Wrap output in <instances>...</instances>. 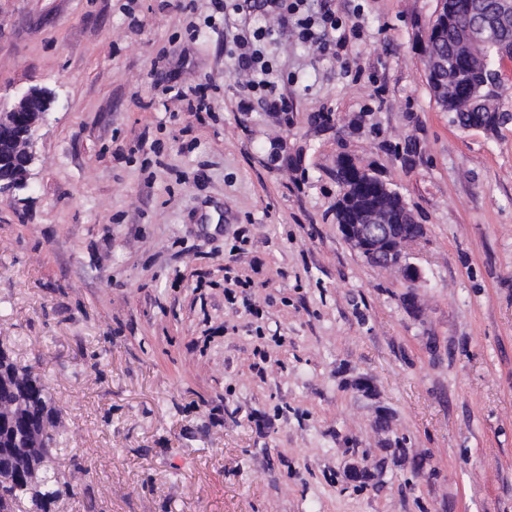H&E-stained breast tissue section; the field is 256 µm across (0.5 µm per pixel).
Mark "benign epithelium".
<instances>
[{
	"mask_svg": "<svg viewBox=\"0 0 512 512\" xmlns=\"http://www.w3.org/2000/svg\"><path fill=\"white\" fill-rule=\"evenodd\" d=\"M448 23V4L438 0V8L423 39V61L428 84L434 97L448 100V84L440 75L448 68V60L441 47L440 25ZM512 0H496L493 9L478 15L459 31L457 54L467 68L482 76V83L468 104L483 109L484 121L498 125L506 120L499 111L501 96L500 73L494 60L512 57ZM56 94L47 88L31 87L14 101L11 108L0 111V167L8 169V176H0V196H12L28 186L31 168L37 160V131L47 123ZM352 166V183L343 186L341 198L356 215L350 224L338 225L347 244L366 262L397 268L407 287L419 282L422 272L411 261L412 247L425 234L417 223L400 192L388 187L367 170ZM371 185L374 196L367 198L362 190ZM376 464L355 462L346 471L350 486H366L374 478Z\"/></svg>",
	"mask_w": 512,
	"mask_h": 512,
	"instance_id": "7a95c632",
	"label": "benign epithelium"
}]
</instances>
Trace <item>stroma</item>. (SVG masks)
I'll return each mask as SVG.
<instances>
[{"label":"stroma","mask_w":512,"mask_h":512,"mask_svg":"<svg viewBox=\"0 0 512 512\" xmlns=\"http://www.w3.org/2000/svg\"><path fill=\"white\" fill-rule=\"evenodd\" d=\"M437 6L333 0L361 27L343 60L268 45L284 123L238 109L250 8L0 0V105L57 94L0 197V344L59 410L54 512H512V121L434 99ZM341 159L426 225L414 290L339 233ZM376 463L355 462L351 464L346 471V480L353 486H367L374 478Z\"/></svg>","instance_id":"obj_1"}]
</instances>
